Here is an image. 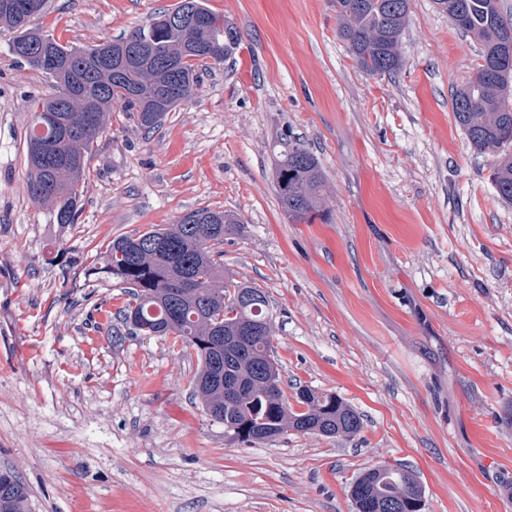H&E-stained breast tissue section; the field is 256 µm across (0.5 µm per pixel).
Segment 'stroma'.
Instances as JSON below:
<instances>
[{"label": "stroma", "mask_w": 512, "mask_h": 512, "mask_svg": "<svg viewBox=\"0 0 512 512\" xmlns=\"http://www.w3.org/2000/svg\"><path fill=\"white\" fill-rule=\"evenodd\" d=\"M180 2L50 0L41 25L87 47ZM205 2L242 43L152 133L113 111L66 226L23 192L30 100L55 89L0 27V469L32 512H354L380 461L416 472L425 512H512V204L453 116L476 44L410 0L402 68L369 76L329 0ZM284 131L326 173L327 220L278 204ZM203 208L244 226L224 266L267 295L285 394L341 396L357 436L231 440L191 394L194 350L133 333L117 280L86 276L115 238Z\"/></svg>", "instance_id": "obj_1"}]
</instances>
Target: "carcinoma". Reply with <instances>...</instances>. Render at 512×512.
<instances>
[{
	"mask_svg": "<svg viewBox=\"0 0 512 512\" xmlns=\"http://www.w3.org/2000/svg\"><path fill=\"white\" fill-rule=\"evenodd\" d=\"M462 34L480 45L473 79L456 90L457 125L475 150L496 151L491 170L498 197L512 203V108L506 107L497 84L512 81V21L501 0H433ZM48 0H0V23L17 29L10 52L20 62L42 71L57 88L53 97L30 102L32 122L26 138V194L34 203L54 207L61 225L77 223L88 159L116 105L133 113L145 132L159 127L167 109L158 93L172 81L190 97L198 82L195 63L209 55L196 46L222 38L216 27L207 33L185 21L170 25L171 13L103 43L77 48L44 34L34 21ZM337 34L356 67L372 76L390 75L403 65L401 44L409 0H331ZM145 44L149 52L134 59L120 76L103 64L116 45ZM48 43L63 63L55 71L43 67L34 49ZM93 111H82L83 100ZM275 184L278 202L288 219L309 224L326 216V180L316 156L283 133L277 140ZM48 187L34 190V180ZM244 225L222 210L200 209L168 227L114 239L102 267L86 275L106 274L130 288L131 298L119 310L122 320L147 336H172L193 348L197 371L190 385L206 413L224 425L234 440L264 443L290 431L327 437H352L362 429L360 414L334 394L305 389L292 410L279 372L268 369L273 326L266 293L224 273V254L213 246L243 232ZM353 484L359 500L384 506L426 496L415 472L402 464L379 463L361 472ZM30 490L12 472L0 471V512H30Z\"/></svg>",
	"mask_w": 512,
	"mask_h": 512,
	"instance_id": "carcinoma-1",
	"label": "carcinoma"
}]
</instances>
